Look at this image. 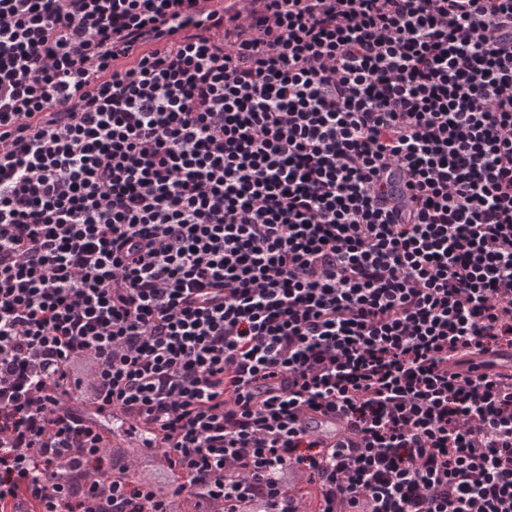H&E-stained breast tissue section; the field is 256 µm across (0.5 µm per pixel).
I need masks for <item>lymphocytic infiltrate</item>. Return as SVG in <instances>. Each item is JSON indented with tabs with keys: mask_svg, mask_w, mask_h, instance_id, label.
Returning a JSON list of instances; mask_svg holds the SVG:
<instances>
[{
	"mask_svg": "<svg viewBox=\"0 0 512 512\" xmlns=\"http://www.w3.org/2000/svg\"><path fill=\"white\" fill-rule=\"evenodd\" d=\"M200 2L0 0V512H512V0ZM112 471L126 476L139 483H155L161 480L168 487L171 474L167 468L158 465L153 456L146 453L145 448H134L120 439L112 445ZM167 472V474H165Z\"/></svg>",
	"mask_w": 512,
	"mask_h": 512,
	"instance_id": "obj_1",
	"label": "lymphocytic infiltrate"
}]
</instances>
